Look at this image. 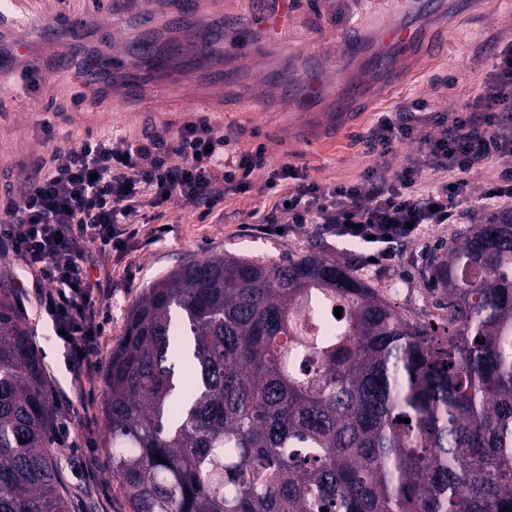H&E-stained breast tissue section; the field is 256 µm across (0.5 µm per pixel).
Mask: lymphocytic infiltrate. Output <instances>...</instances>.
I'll list each match as a JSON object with an SVG mask.
<instances>
[{"mask_svg": "<svg viewBox=\"0 0 512 512\" xmlns=\"http://www.w3.org/2000/svg\"><path fill=\"white\" fill-rule=\"evenodd\" d=\"M495 73L458 115L439 121L417 156L399 174L388 165L367 171L357 185H324L283 164L268 189L287 183L276 206L284 223L320 224L336 237L376 245L387 259L395 245L429 224L450 223L469 196L467 175L495 157L512 155V47L495 50ZM422 103L378 121L367 140L388 155L394 143L412 139L428 123ZM223 130L207 118L185 124L173 140L138 142L86 136L78 149L56 156L48 169L27 178L21 204H7L0 241L33 271L42 287L39 303L55 330L65 331L75 388H82L99 354L102 326L96 320L101 290L87 277L98 254L123 247L122 225L145 207L167 202L208 206L230 190L244 192L250 176L266 165L264 150L229 156ZM455 173L452 185L416 192L429 171Z\"/></svg>", "mask_w": 512, "mask_h": 512, "instance_id": "lymphocytic-infiltrate-1", "label": "lymphocytic infiltrate"}]
</instances>
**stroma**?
I'll return each instance as SVG.
<instances>
[{
	"mask_svg": "<svg viewBox=\"0 0 512 512\" xmlns=\"http://www.w3.org/2000/svg\"><path fill=\"white\" fill-rule=\"evenodd\" d=\"M294 2L287 47L268 44L256 33L250 47L238 48L235 33L225 28L223 19L202 15L177 25L168 19L166 0H141L151 20L145 28L129 20L116 2L105 6L101 0H5L6 10L22 17L24 24L15 32L0 31V55L11 56L18 36L26 39L28 53L0 70V222L6 218L4 204L22 199L24 174L53 155L76 149L87 134L130 139L159 134L171 140L198 117L188 107L162 111L148 95L136 106L121 103L117 92L127 83L179 85L192 95L203 88L202 74L233 70L240 90L254 94L285 80L313 77L335 93L354 83L374 91L372 97L354 104L357 117L350 129L313 145L299 141L288 126L305 124L309 112L332 111V97L311 104L304 113L285 101L272 112L238 109L228 96H216L220 109L208 118L223 128L227 153L261 147L266 166L253 173L248 191L227 193L208 213L188 205L143 209L136 223L128 225L124 247L98 256L89 275L106 290L99 303V315L106 320L100 338L102 357H109L120 341L130 307L153 281L185 259L218 253L298 255L316 242L321 255L350 264L380 291L401 285V294L393 300L398 310L444 316L445 298L429 289L419 255L446 246L452 235L470 225L469 208H462L455 223L429 225L399 244L391 259L374 262L366 249L323 234L320 225L276 227L279 213L266 181L272 169L289 163L321 184L361 183L367 170L379 162L364 138L381 117L394 116L401 106L419 101L426 102L433 115L445 117L480 93L493 73L491 46L512 43V0H434L430 6L421 0ZM385 20L407 21L420 31L415 69L397 84L389 70L371 63L386 52L374 34ZM360 27L368 32L365 44L342 56L341 36ZM146 40L160 50L183 40L202 42L203 48L194 67L173 57L163 71L145 75L139 69L138 47ZM313 51L324 59L323 67L314 71L304 66ZM89 54L101 60L93 87L82 75ZM28 65L37 69V105L20 111L14 105V91L23 84ZM47 123L55 128L54 138L45 136ZM0 276L11 280L23 305L57 416H73L68 435L55 445L59 489L69 498L70 512H131L108 464L104 367H97L83 392H73L67 348L40 310L34 277L3 245Z\"/></svg>",
	"mask_w": 512,
	"mask_h": 512,
	"instance_id": "stroma-1",
	"label": "stroma"
}]
</instances>
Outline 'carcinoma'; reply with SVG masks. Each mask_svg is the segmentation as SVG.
I'll return each instance as SVG.
<instances>
[{
	"instance_id": "obj_1",
	"label": "carcinoma",
	"mask_w": 512,
	"mask_h": 512,
	"mask_svg": "<svg viewBox=\"0 0 512 512\" xmlns=\"http://www.w3.org/2000/svg\"><path fill=\"white\" fill-rule=\"evenodd\" d=\"M427 270L438 326L312 251L192 258L153 282L105 372L131 512H512V210ZM54 414L0 279V512H70Z\"/></svg>"
}]
</instances>
